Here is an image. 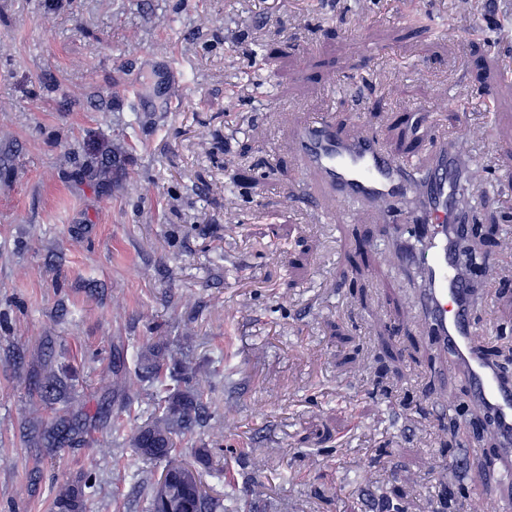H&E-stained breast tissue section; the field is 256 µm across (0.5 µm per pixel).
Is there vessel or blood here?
<instances>
[{"instance_id": "obj_1", "label": "vessel or blood", "mask_w": 512, "mask_h": 512, "mask_svg": "<svg viewBox=\"0 0 512 512\" xmlns=\"http://www.w3.org/2000/svg\"><path fill=\"white\" fill-rule=\"evenodd\" d=\"M292 149L306 180L319 184L338 203H390L407 189L418 197L416 234H405L389 221L383 226L396 244L390 257L418 267L421 288L414 307L430 337L463 369L471 405L490 416L492 433L511 459L512 379L483 354L482 333L473 319L477 283L461 258L473 222L472 210L461 201L462 187L473 181L479 167L463 140L435 146L432 165L422 176L386 153L376 134L346 137L327 114L304 118L293 133Z\"/></svg>"}]
</instances>
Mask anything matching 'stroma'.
I'll list each match as a JSON object with an SVG mask.
<instances>
[{
  "instance_id": "1",
  "label": "stroma",
  "mask_w": 512,
  "mask_h": 512,
  "mask_svg": "<svg viewBox=\"0 0 512 512\" xmlns=\"http://www.w3.org/2000/svg\"><path fill=\"white\" fill-rule=\"evenodd\" d=\"M457 2L0 0V512H54L81 473L88 512H143L139 480L164 465L111 419L149 422L156 386L136 384L129 410L114 397L83 446L47 448L63 406L35 384L74 379L97 405L115 362L151 345L209 375L184 442L213 449L200 478L226 512L512 500V472L485 464L495 446L467 441L468 389L424 341L377 212L307 206L291 152L299 118L323 111L421 168L467 137L489 172L478 217L512 228V100L475 66L512 84V0ZM420 114L414 146L392 122ZM497 268L507 288L473 319L512 340V250Z\"/></svg>"
}]
</instances>
